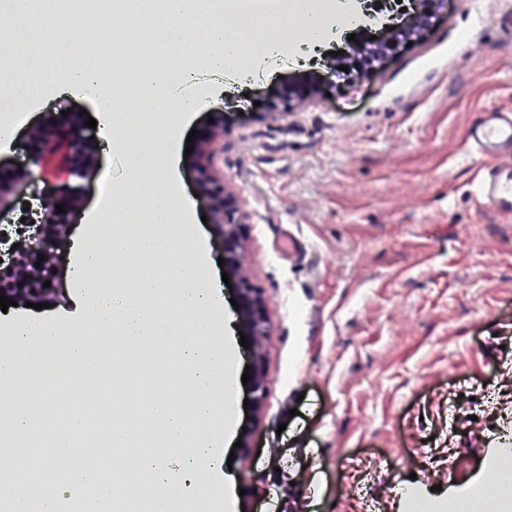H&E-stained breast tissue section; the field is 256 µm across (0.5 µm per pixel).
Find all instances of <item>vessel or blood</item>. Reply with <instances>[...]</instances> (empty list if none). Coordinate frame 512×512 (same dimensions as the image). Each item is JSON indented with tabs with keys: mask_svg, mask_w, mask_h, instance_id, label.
Here are the masks:
<instances>
[{
	"mask_svg": "<svg viewBox=\"0 0 512 512\" xmlns=\"http://www.w3.org/2000/svg\"><path fill=\"white\" fill-rule=\"evenodd\" d=\"M465 145L483 156L493 157L475 186L479 201L504 213H512V113L485 111L469 128Z\"/></svg>",
	"mask_w": 512,
	"mask_h": 512,
	"instance_id": "obj_1",
	"label": "vessel or blood"
}]
</instances>
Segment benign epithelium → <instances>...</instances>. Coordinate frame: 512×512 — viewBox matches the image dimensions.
<instances>
[{
	"label": "benign epithelium",
	"instance_id": "7a95c632",
	"mask_svg": "<svg viewBox=\"0 0 512 512\" xmlns=\"http://www.w3.org/2000/svg\"><path fill=\"white\" fill-rule=\"evenodd\" d=\"M447 6L446 0H412L411 10L404 13V19L397 29L406 34H417L426 29L431 19ZM396 45L394 37L367 50L362 43L351 47L352 54L358 57V67L371 66L375 58L391 52ZM326 81L320 72H308L297 76L288 86L272 99L264 116L274 118L280 109H289L318 93ZM214 123L202 130L199 135L191 167L196 174L199 200L206 208L214 234L224 248V269L235 280L237 289L238 318L240 328L254 348L249 371L248 387L254 409H259L266 396V369L262 348L267 336V318L264 302L259 289L255 288L243 272L244 240L241 224L245 223L247 213L239 196L226 185L224 176L209 165L213 146L223 139L224 115L213 113ZM32 143L29 156L30 168L9 170L0 167V214L13 210L8 196L16 184L33 176L32 168L41 165L43 149H66V161L70 179L43 192L42 216L34 225L25 248L17 252L13 262L0 269V296L4 295L16 301H23L46 291L44 282L48 280L52 265V240L64 227L67 212L74 209L82 196V180L92 162L96 143L76 124L63 129L56 126L35 128L30 133ZM62 204L66 212H57L56 205ZM47 259L41 267H35L38 255Z\"/></svg>",
	"mask_w": 512,
	"mask_h": 512
}]
</instances>
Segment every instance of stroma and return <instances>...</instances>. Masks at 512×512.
Listing matches in <instances>:
<instances>
[{
  "mask_svg": "<svg viewBox=\"0 0 512 512\" xmlns=\"http://www.w3.org/2000/svg\"><path fill=\"white\" fill-rule=\"evenodd\" d=\"M384 22L362 15L327 35L320 93L269 119L259 105L302 74L280 62L238 86L197 84L206 105L182 127L224 114L212 166L248 213L243 267L269 321L267 393L260 413L236 386L228 474L242 512H413L482 485L493 451L512 443V214L479 207L487 165L464 138L485 110H512V0H448V9L373 67L334 70L349 34ZM95 114L78 92L50 94L16 129L0 166L27 163L28 131L59 108ZM49 152L15 189L23 243L26 203L66 177ZM127 168L98 148L84 202L58 241L50 308L16 318L52 322L69 338L80 290L70 277L74 233ZM248 445H237L239 437Z\"/></svg>",
  "mask_w": 512,
  "mask_h": 512,
  "instance_id": "obj_1",
  "label": "stroma"
}]
</instances>
